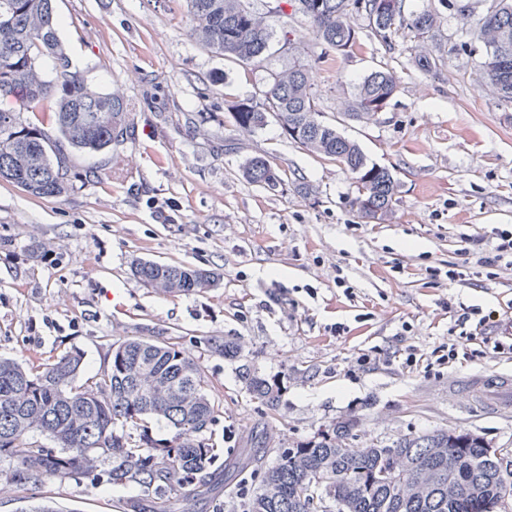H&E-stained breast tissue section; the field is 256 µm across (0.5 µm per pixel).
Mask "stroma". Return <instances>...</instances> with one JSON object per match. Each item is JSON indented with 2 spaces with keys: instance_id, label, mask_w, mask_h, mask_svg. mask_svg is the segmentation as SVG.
Instances as JSON below:
<instances>
[{
  "instance_id": "stroma-1",
  "label": "stroma",
  "mask_w": 512,
  "mask_h": 512,
  "mask_svg": "<svg viewBox=\"0 0 512 512\" xmlns=\"http://www.w3.org/2000/svg\"><path fill=\"white\" fill-rule=\"evenodd\" d=\"M465 2L448 0L451 49L434 78L412 65L410 43L386 48L361 18L348 57L321 52L298 17L295 49L277 42L265 60L240 66L188 36L185 0H54L73 67L88 86L123 97L127 133L105 152H70L76 180L65 196L36 198L0 178V356L36 365L76 349L94 374L125 337L180 342L215 404L205 437L224 450L213 493L187 512H245V478L225 481L224 468L251 461L257 436L288 447L353 416L374 440L445 427L512 448V410L489 415L448 394L451 379L512 371V354L468 340L465 359L440 374L407 371L396 357L446 340L445 302L512 307L511 274L482 273L460 288L428 273L462 262L463 236L512 225V106L475 93L482 45L477 14L459 10ZM298 63L311 69L328 122L378 66L399 76L381 112L344 128L401 182L388 221L360 223L352 174L292 142L276 119L252 133L235 127L231 102L259 99L270 73ZM256 155L273 158L282 185L242 179L240 165ZM137 260L212 269L220 283L162 294L133 277ZM340 276L353 298L337 288ZM226 338L242 360L215 350ZM362 353L375 357L364 369ZM245 364L282 381L276 410L251 397ZM111 466L7 484L0 512L41 501L127 512L142 490L110 483Z\"/></svg>"
}]
</instances>
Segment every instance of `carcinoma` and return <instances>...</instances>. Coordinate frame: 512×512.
I'll use <instances>...</instances> for the list:
<instances>
[{"mask_svg": "<svg viewBox=\"0 0 512 512\" xmlns=\"http://www.w3.org/2000/svg\"><path fill=\"white\" fill-rule=\"evenodd\" d=\"M482 14L483 85L512 104V0ZM189 36L226 60L249 64L268 55L281 28L301 15L326 52L345 57L357 44L354 18L363 17L373 35L392 49L410 37L412 65L438 76L445 58L429 43L437 39L448 0L410 11L406 0H290L262 16L249 0H186ZM314 83L303 65L270 75L262 103L232 106L236 126L254 131L268 116L309 152L328 158L354 175L351 208L364 223L386 221L398 202L400 182L388 167L371 162L359 144L338 126L318 118ZM399 77L388 69L370 72L357 85L350 111L355 120L381 111L396 95ZM0 177L35 197H61L73 186L66 148L106 151L123 136L126 103L118 95L87 86L57 36L53 0H0ZM53 112L55 134L21 119L23 112ZM250 184L281 185L280 169L264 156L240 169ZM142 282L168 293L210 287L219 274L208 269L157 262L133 268ZM82 354L67 351L51 361L29 365L0 357V458L14 462L10 476L19 487L44 479L85 474L101 458L112 459L114 484H136L145 497L133 512H175L174 502L203 497L211 489L210 469L224 449L203 438L215 405L206 392L200 367L178 344L131 336L112 345L110 366L80 378ZM158 375L151 386L145 377ZM243 378L251 396L274 409L281 383L246 366ZM163 421L171 437L156 439L151 422ZM358 422L348 419L332 430L288 448L261 446L274 462L259 473L258 486L246 494V512H318L301 496L317 475H330L328 491L339 512H490L504 491L512 493V470L494 457V445L467 431L446 428L401 436L390 443L352 446ZM48 436L54 448L29 441L30 433Z\"/></svg>", "mask_w": 512, "mask_h": 512, "instance_id": "1", "label": "carcinoma"}]
</instances>
